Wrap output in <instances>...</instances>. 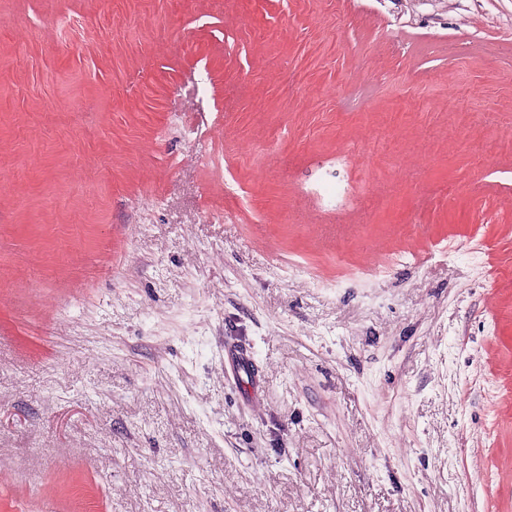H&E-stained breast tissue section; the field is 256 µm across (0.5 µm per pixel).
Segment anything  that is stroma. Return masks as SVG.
Instances as JSON below:
<instances>
[{
    "label": "stroma",
    "mask_w": 512,
    "mask_h": 512,
    "mask_svg": "<svg viewBox=\"0 0 512 512\" xmlns=\"http://www.w3.org/2000/svg\"><path fill=\"white\" fill-rule=\"evenodd\" d=\"M0 169V512H512V0H0ZM225 355L227 358H224V362L227 360L235 374L244 373L247 377L250 375L253 379L257 376L258 372L254 373L252 369L251 358L247 349L227 345Z\"/></svg>",
    "instance_id": "obj_1"
}]
</instances>
